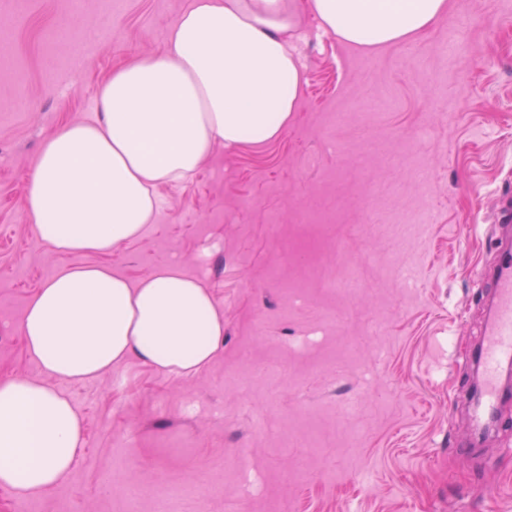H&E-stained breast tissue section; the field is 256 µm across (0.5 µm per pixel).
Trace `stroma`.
I'll use <instances>...</instances> for the list:
<instances>
[{
	"instance_id": "obj_1",
	"label": "stroma",
	"mask_w": 512,
	"mask_h": 512,
	"mask_svg": "<svg viewBox=\"0 0 512 512\" xmlns=\"http://www.w3.org/2000/svg\"><path fill=\"white\" fill-rule=\"evenodd\" d=\"M191 2L83 0L73 13L67 0H0V379L41 378L20 324L73 261L24 203L44 140L90 119L112 72L162 51ZM99 31L108 39L79 64ZM290 38L304 83L281 137L217 145L158 187L141 237L86 257L133 282L180 264L223 312V346L190 376L130 360L51 380L85 437L42 512H126L132 486L139 512L172 486L190 490L179 512H512V403L476 443L458 367L489 324L493 291L475 274L500 258L493 218L512 198V0H448L434 25L376 52L307 11ZM351 267L362 291L337 297ZM350 397L362 436L348 446L336 408ZM244 472L260 479L247 494Z\"/></svg>"
}]
</instances>
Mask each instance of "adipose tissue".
Segmentation results:
<instances>
[{"mask_svg":"<svg viewBox=\"0 0 512 512\" xmlns=\"http://www.w3.org/2000/svg\"><path fill=\"white\" fill-rule=\"evenodd\" d=\"M321 27L376 51L409 40L448 0H305ZM295 0H193L163 52L115 71L93 120L48 138L25 205L38 235L74 261L29 302L21 331L39 380L0 381V485L37 497L72 469L83 422L46 378L87 382L135 359L192 375L224 341V315L178 264L132 282L82 258L137 238L155 190L192 175L216 143L278 139L300 98L303 70L288 33Z\"/></svg>","mask_w":512,"mask_h":512,"instance_id":"ef3b65f1","label":"adipose tissue"}]
</instances>
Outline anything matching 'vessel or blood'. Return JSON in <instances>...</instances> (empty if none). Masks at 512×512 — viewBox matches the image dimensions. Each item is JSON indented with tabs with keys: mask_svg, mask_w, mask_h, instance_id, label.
<instances>
[{
	"mask_svg": "<svg viewBox=\"0 0 512 512\" xmlns=\"http://www.w3.org/2000/svg\"><path fill=\"white\" fill-rule=\"evenodd\" d=\"M478 277L497 291L490 326L478 353L483 375L479 409L487 414L494 409L498 398L495 386L498 367L512 359V249H507L494 267L481 268Z\"/></svg>",
	"mask_w": 512,
	"mask_h": 512,
	"instance_id": "1",
	"label": "vessel or blood"
}]
</instances>
